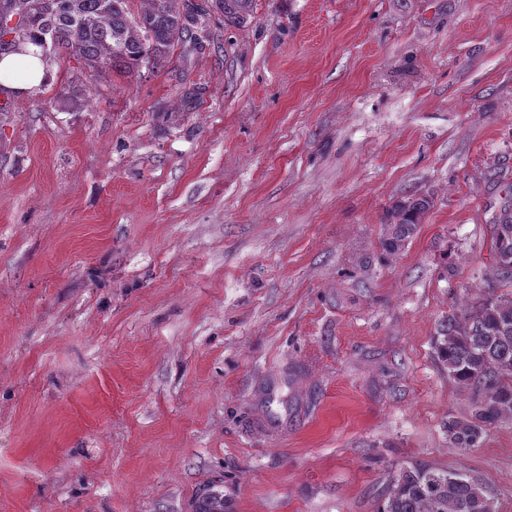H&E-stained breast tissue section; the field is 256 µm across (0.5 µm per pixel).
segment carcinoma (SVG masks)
<instances>
[{
    "label": "carcinoma",
    "instance_id": "carcinoma-1",
    "mask_svg": "<svg viewBox=\"0 0 512 512\" xmlns=\"http://www.w3.org/2000/svg\"><path fill=\"white\" fill-rule=\"evenodd\" d=\"M142 2L144 9L135 13L132 0H0V56L49 39V61L68 57L78 64L62 95L72 100L87 80L130 77L143 66H162L180 45L196 47L212 11L221 13L227 24L246 23L253 4L211 0L209 9L195 15L187 0ZM431 205L425 195L399 201L386 224V248L403 246ZM493 248L512 256L511 209L499 216ZM435 350L448 377L477 393L470 416L452 417L446 425L454 447L474 448L487 428L512 420V292L484 288L464 308L450 311ZM488 499L475 479L416 461L393 477L377 512H485ZM195 512H224V495L214 492L203 498Z\"/></svg>",
    "mask_w": 512,
    "mask_h": 512
}]
</instances>
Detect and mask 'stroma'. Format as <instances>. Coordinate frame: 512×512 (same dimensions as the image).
Here are the masks:
<instances>
[{
  "mask_svg": "<svg viewBox=\"0 0 512 512\" xmlns=\"http://www.w3.org/2000/svg\"><path fill=\"white\" fill-rule=\"evenodd\" d=\"M190 55L0 91V512H376L414 461L512 512V422L434 356L497 278L512 0H254ZM432 207L398 250L391 206Z\"/></svg>",
  "mask_w": 512,
  "mask_h": 512,
  "instance_id": "obj_1",
  "label": "stroma"
}]
</instances>
